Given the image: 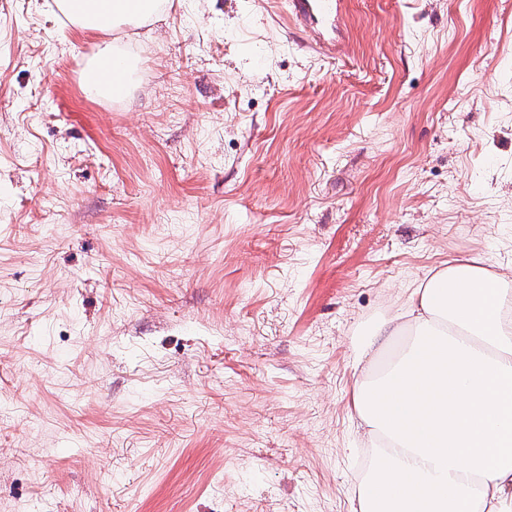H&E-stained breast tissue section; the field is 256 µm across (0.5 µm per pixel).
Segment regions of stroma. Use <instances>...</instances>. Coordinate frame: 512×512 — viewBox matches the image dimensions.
Masks as SVG:
<instances>
[{"mask_svg":"<svg viewBox=\"0 0 512 512\" xmlns=\"http://www.w3.org/2000/svg\"><path fill=\"white\" fill-rule=\"evenodd\" d=\"M287 7L0 0V512H354L361 332L512 267V0H344L332 57ZM66 12L83 30H111L127 22L145 23L159 11L157 0H67ZM115 59L112 48L105 44L100 48L95 59L89 64L84 79L85 92L91 97H100L108 94V89L112 88L113 94L122 93L126 85V74L128 66L124 64L122 74L117 77L112 70L117 69V64L112 61ZM110 66L111 70L107 68ZM120 87L119 93L117 88Z\"/></svg>","mask_w":512,"mask_h":512,"instance_id":"1","label":"stroma"}]
</instances>
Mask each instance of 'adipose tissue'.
<instances>
[{
  "label": "adipose tissue",
  "instance_id": "obj_1",
  "mask_svg": "<svg viewBox=\"0 0 512 512\" xmlns=\"http://www.w3.org/2000/svg\"><path fill=\"white\" fill-rule=\"evenodd\" d=\"M83 30L147 22L158 0H68ZM111 46L89 64L84 89L126 85ZM411 339L383 371L355 383L356 429L372 460L355 512H503L512 488V268L454 260L412 288L402 311L370 324L362 356Z\"/></svg>",
  "mask_w": 512,
  "mask_h": 512
}]
</instances>
